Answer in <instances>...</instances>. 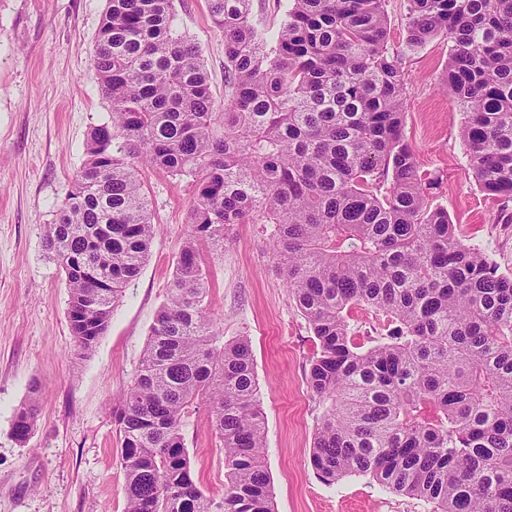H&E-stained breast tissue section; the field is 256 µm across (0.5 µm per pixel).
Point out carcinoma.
Listing matches in <instances>:
<instances>
[{
	"label": "carcinoma",
	"mask_w": 512,
	"mask_h": 512,
	"mask_svg": "<svg viewBox=\"0 0 512 512\" xmlns=\"http://www.w3.org/2000/svg\"><path fill=\"white\" fill-rule=\"evenodd\" d=\"M224 34V106L174 0H106L91 68L110 120L47 225L69 288L76 348L107 331L156 225L143 168L186 180L189 231L132 386L112 404L125 512H272L265 418L250 340L208 311L202 247L234 224L273 226L272 258L317 350L307 385L329 402L311 463L332 485L369 475L432 512H512V276L434 205L404 135L403 58L386 0H286L275 31L251 0H209ZM407 40L448 43L446 85L465 116L471 176L512 201V0H408ZM381 328L359 340L356 306ZM206 408L224 450L219 503L183 437ZM35 402L18 409L25 441Z\"/></svg>",
	"instance_id": "cac0c4a2"
}]
</instances>
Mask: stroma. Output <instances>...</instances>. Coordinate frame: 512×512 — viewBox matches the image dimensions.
<instances>
[{
  "instance_id": "obj_1",
  "label": "stroma",
  "mask_w": 512,
  "mask_h": 512,
  "mask_svg": "<svg viewBox=\"0 0 512 512\" xmlns=\"http://www.w3.org/2000/svg\"><path fill=\"white\" fill-rule=\"evenodd\" d=\"M106 0H0V512H124L113 398L134 382L155 315L166 301L186 237L190 193L142 169L157 231L140 275L85 354L74 350L69 290L44 247L47 224L84 161L91 126L110 109L90 67ZM180 29L199 46L216 101L224 99V37L208 0H175ZM407 0H386L390 51L408 79L404 131L421 171L438 176L434 204L464 241L512 275V216L467 175L463 114L444 74L448 45L406 44ZM267 224H237L210 267V309L225 340L251 341L266 415L265 463L273 512H430L367 475L321 482L311 465L324 411L306 381L316 348L274 270ZM43 384L36 426L13 432L33 380ZM192 470L224 494V452L206 411L183 427Z\"/></svg>"
}]
</instances>
